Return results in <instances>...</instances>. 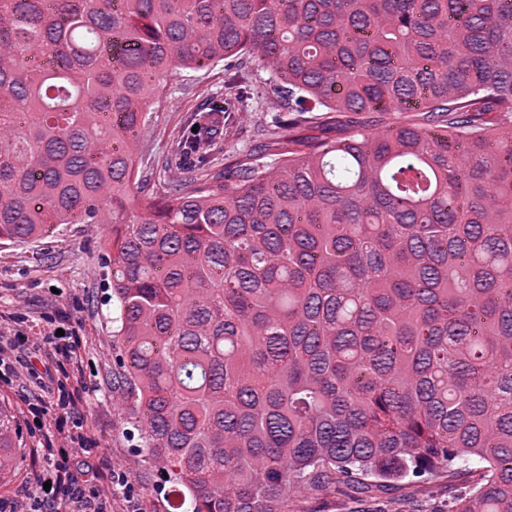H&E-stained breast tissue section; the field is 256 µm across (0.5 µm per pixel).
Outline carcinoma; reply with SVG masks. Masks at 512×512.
<instances>
[{
	"label": "carcinoma",
	"mask_w": 512,
	"mask_h": 512,
	"mask_svg": "<svg viewBox=\"0 0 512 512\" xmlns=\"http://www.w3.org/2000/svg\"><path fill=\"white\" fill-rule=\"evenodd\" d=\"M216 67L209 111L269 145L226 166L194 112L148 178L138 134ZM60 224L112 225L115 379L193 512L436 482L512 512V0H0V243ZM22 445L0 410L1 481Z\"/></svg>",
	"instance_id": "cac0c4a2"
}]
</instances>
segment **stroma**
Segmentation results:
<instances>
[{"label": "stroma", "instance_id": "1", "mask_svg": "<svg viewBox=\"0 0 512 512\" xmlns=\"http://www.w3.org/2000/svg\"><path fill=\"white\" fill-rule=\"evenodd\" d=\"M224 91V73L193 78L156 112L148 137L157 150L183 133L186 121L206 100ZM111 237L106 224H64L30 246L0 245V405L23 429L30 453L0 485V512H36L44 481L53 480L41 449H77L70 476L55 494L64 512H78L96 494L104 512H173V496L157 469L129 441L130 416L112 386L110 271L102 255ZM59 336L48 339L47 334ZM36 368L27 374L26 365ZM98 470L88 480L87 467ZM444 484L429 489L417 505L353 503L333 491L293 494L289 512H440Z\"/></svg>", "mask_w": 512, "mask_h": 512}]
</instances>
